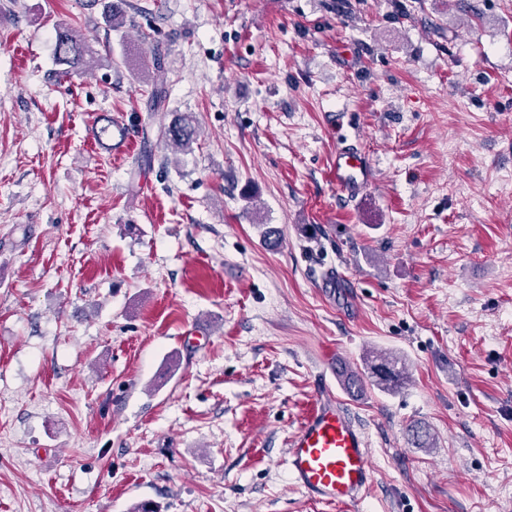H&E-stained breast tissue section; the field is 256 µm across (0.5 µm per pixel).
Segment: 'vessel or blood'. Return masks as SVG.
<instances>
[{"instance_id":"vessel-or-blood-1","label":"vessel or blood","mask_w":512,"mask_h":512,"mask_svg":"<svg viewBox=\"0 0 512 512\" xmlns=\"http://www.w3.org/2000/svg\"><path fill=\"white\" fill-rule=\"evenodd\" d=\"M331 172L337 189L350 198L365 193L373 172L359 148H337ZM288 469L311 500L355 505L371 480V456L362 429L350 418L329 384H322L316 403L289 442Z\"/></svg>"}]
</instances>
